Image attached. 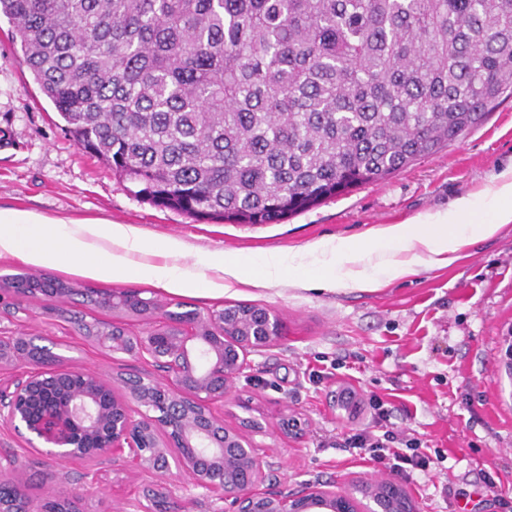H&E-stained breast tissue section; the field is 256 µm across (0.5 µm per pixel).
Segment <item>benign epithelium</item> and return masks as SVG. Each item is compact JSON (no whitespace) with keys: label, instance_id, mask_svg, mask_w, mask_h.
Wrapping results in <instances>:
<instances>
[{"label":"benign epithelium","instance_id":"benign-epithelium-1","mask_svg":"<svg viewBox=\"0 0 512 512\" xmlns=\"http://www.w3.org/2000/svg\"><path fill=\"white\" fill-rule=\"evenodd\" d=\"M172 304L131 292L111 291L105 308L140 318L142 329L116 323L87 332L96 345L128 354L164 369L166 383L143 376L106 378L34 356L37 338L21 332L0 336V370L26 365V371L0 381V424L22 435L29 447L59 462L93 457L121 459L163 477L187 475L193 485L219 489L232 512H358L345 493L312 488L283 497L259 490L267 480L264 462L247 436L224 425L213 407L224 404L249 353L282 338L281 321L266 308L188 310L180 333L166 327ZM21 312L19 298L0 299V320ZM122 392H117L116 387ZM22 465L0 457V483L10 487L0 512H80L77 496L34 500L19 479ZM374 506L366 512H413L409 499L390 481L366 487ZM138 512H177L169 491L160 486Z\"/></svg>","mask_w":512,"mask_h":512}]
</instances>
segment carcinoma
<instances>
[{
  "instance_id": "obj_1",
  "label": "carcinoma",
  "mask_w": 512,
  "mask_h": 512,
  "mask_svg": "<svg viewBox=\"0 0 512 512\" xmlns=\"http://www.w3.org/2000/svg\"><path fill=\"white\" fill-rule=\"evenodd\" d=\"M0 16L75 144L198 220L278 224L512 97V0H0Z\"/></svg>"
}]
</instances>
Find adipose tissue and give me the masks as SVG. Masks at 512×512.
<instances>
[{
	"label": "adipose tissue",
	"mask_w": 512,
	"mask_h": 512,
	"mask_svg": "<svg viewBox=\"0 0 512 512\" xmlns=\"http://www.w3.org/2000/svg\"><path fill=\"white\" fill-rule=\"evenodd\" d=\"M512 223V168L498 174L481 194L459 198L448 210L423 222L391 224L370 230L360 239L339 238L310 245L305 254L269 253L254 261L241 257H200L199 271L177 265L185 253L174 239L163 243L168 261H135L147 244L127 224L90 223L72 226L41 215L0 210V255H19L36 266L56 267L92 277L136 275L171 290H220L230 282L255 287L289 283L304 287L302 273L313 267L319 287L377 288L413 274L422 261L447 265L458 260L461 249L494 236ZM108 241L105 249L95 240ZM220 280L207 277V270Z\"/></svg>",
	"instance_id": "adipose-tissue-1"
}]
</instances>
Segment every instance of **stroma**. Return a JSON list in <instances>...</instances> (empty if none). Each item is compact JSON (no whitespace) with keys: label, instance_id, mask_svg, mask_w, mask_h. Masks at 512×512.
<instances>
[{"label":"stroma","instance_id":"35a3bbf8","mask_svg":"<svg viewBox=\"0 0 512 512\" xmlns=\"http://www.w3.org/2000/svg\"><path fill=\"white\" fill-rule=\"evenodd\" d=\"M0 18V128L12 146L0 149V210H22L78 226L128 224L150 244L175 238L196 252L255 255L300 252L319 240L361 237L369 228L426 219L458 198L490 187L512 166V98L487 120L386 180L367 183L278 224L198 222L131 194L111 170L80 150L52 102L21 66ZM77 286L125 289L143 298L202 312L237 304L274 311L283 339L251 353L224 403L232 427L259 423L251 438L267 462V491L296 494L309 486L353 493L381 480L367 457L347 448L346 435L372 429L369 399L388 402L397 447L419 439L445 460L401 486L416 512H512V223L466 247L444 267L374 290L254 288L172 292L131 275L103 280L50 269ZM11 330L49 338L67 364L105 376L162 372L90 342L77 324L59 317L54 301L30 297ZM305 423L302 435L283 433L282 414ZM15 453L33 498L67 487L82 496V512H124L147 486L166 483L189 512H218L219 492L138 471L118 461L58 463L0 425V456Z\"/></svg>","mask_w":512,"mask_h":512}]
</instances>
